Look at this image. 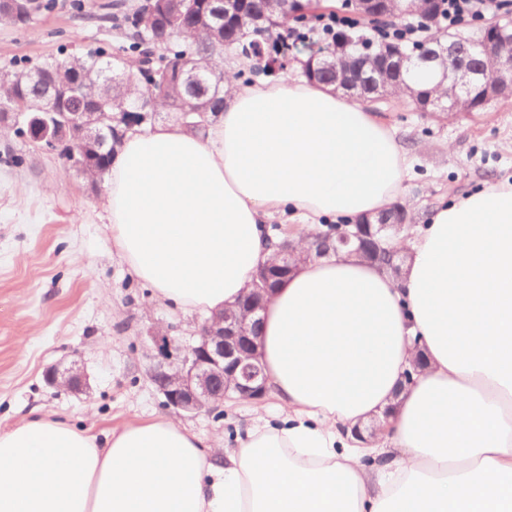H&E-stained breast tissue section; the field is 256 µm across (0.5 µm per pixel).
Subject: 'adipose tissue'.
Masks as SVG:
<instances>
[{
	"label": "adipose tissue",
	"mask_w": 512,
	"mask_h": 512,
	"mask_svg": "<svg viewBox=\"0 0 512 512\" xmlns=\"http://www.w3.org/2000/svg\"><path fill=\"white\" fill-rule=\"evenodd\" d=\"M410 167L330 86L235 81L206 134H125L103 218L156 301L208 317L251 288L275 214L308 232L377 215ZM404 246L400 276L342 251L275 289L257 345L280 424L221 451L164 416L100 440L37 415L0 431V512H512V183L436 208Z\"/></svg>",
	"instance_id": "obj_1"
}]
</instances>
